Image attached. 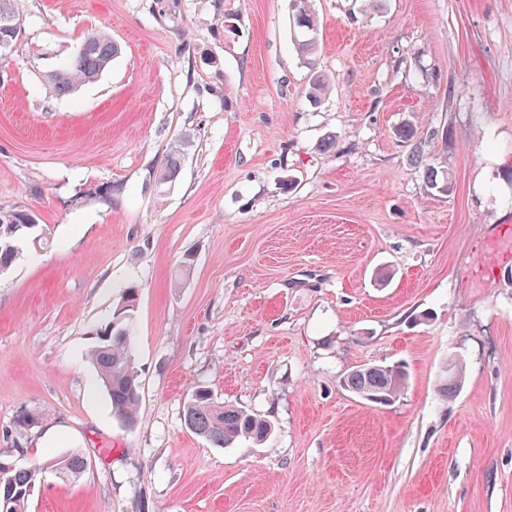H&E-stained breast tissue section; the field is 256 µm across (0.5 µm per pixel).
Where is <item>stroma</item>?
Instances as JSON below:
<instances>
[{
	"label": "stroma",
	"instance_id": "1",
	"mask_svg": "<svg viewBox=\"0 0 512 512\" xmlns=\"http://www.w3.org/2000/svg\"><path fill=\"white\" fill-rule=\"evenodd\" d=\"M22 5L0 62V210L51 244L0 273V457L88 462L43 473L26 512H512V258L485 285L470 269L512 225V0H312L308 62L289 0ZM102 27L120 54L56 96L46 75ZM316 71L331 89L314 106ZM183 137L179 178L157 185ZM131 286L132 426L89 358ZM398 362L392 404L341 385ZM199 385L272 434L191 433Z\"/></svg>",
	"mask_w": 512,
	"mask_h": 512
}]
</instances>
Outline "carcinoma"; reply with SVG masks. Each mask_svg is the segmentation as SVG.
<instances>
[{"mask_svg": "<svg viewBox=\"0 0 512 512\" xmlns=\"http://www.w3.org/2000/svg\"><path fill=\"white\" fill-rule=\"evenodd\" d=\"M21 0H0V56L8 50L20 30ZM294 42L299 53L311 55L318 43L319 19L312 10L310 0H291ZM119 48L104 29L87 34L72 59L61 69L51 72L47 82L57 96H68L85 83L95 81L111 64ZM400 138L410 144L411 150L424 153L427 138L411 129L400 130ZM181 172L179 154L167 156L157 172V184H171ZM34 216L23 211H0V236L12 233L18 236L26 225L34 224ZM135 291L123 297L121 312L125 316L116 325H106L100 332L102 338L91 352L100 382L112 403L113 414L132 426L140 401V384L130 348L127 329V312L133 310ZM408 372L390 365L361 366L344 377L346 390L358 398L373 403V398L385 396L395 400L402 392ZM462 382V369L453 362L446 367L438 391L448 399L458 391ZM184 422L189 431L217 448H230L240 441L261 442L271 433V420L242 407L216 401L205 386L197 387L184 406ZM87 461L75 453L57 456L38 468H9L0 460V512H24L25 503L39 475L52 471L63 476H77L86 469Z\"/></svg>", "mask_w": 512, "mask_h": 512, "instance_id": "1", "label": "carcinoma"}]
</instances>
